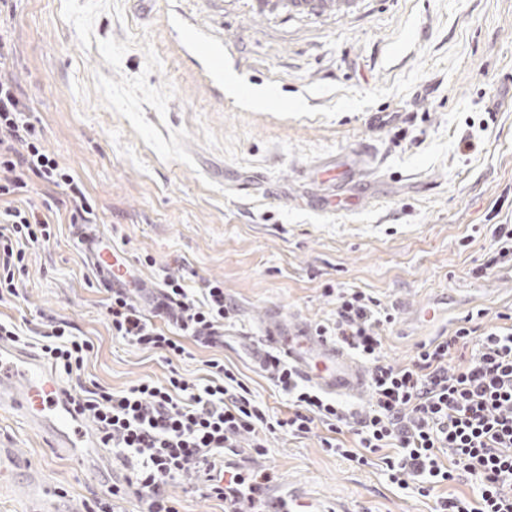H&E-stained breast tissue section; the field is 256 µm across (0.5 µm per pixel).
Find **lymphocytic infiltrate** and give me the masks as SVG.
<instances>
[{"label":"lymphocytic infiltrate","mask_w":512,"mask_h":512,"mask_svg":"<svg viewBox=\"0 0 512 512\" xmlns=\"http://www.w3.org/2000/svg\"><path fill=\"white\" fill-rule=\"evenodd\" d=\"M13 55L0 32V298L16 294L26 271L27 246L50 241L56 227L49 211L64 207L72 226L90 223L95 206L75 172L44 144L41 126L17 85L4 71ZM60 189L63 200L42 208L9 205L28 179ZM512 263V224L491 227V244L472 278ZM334 296L332 322L321 335L354 351L370 364V400L356 411L303 383L279 354L267 352L265 373L289 398L279 417L253 398L237 374L217 359L197 381L170 369L165 380H139L126 389L94 385L73 399L95 425L104 447L116 450L129 472L140 512H177L169 485L189 481L210 460L241 445L263 452L268 435L294 436L324 428L327 453L361 466L381 463L388 481L431 502V512H512V314L488 322L478 309L454 329L418 344L410 362L383 356L394 312L363 288L326 287ZM235 306L223 282L202 281L190 291L183 277L163 281L153 310L141 308L125 288H113L105 305L113 335L161 353L165 360L187 355L188 343L224 345V324ZM41 351L56 371L80 372L92 349L71 323L48 319ZM354 434L345 444V431ZM468 475L474 495L443 494L445 485Z\"/></svg>","instance_id":"f902f5d3"}]
</instances>
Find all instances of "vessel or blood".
Listing matches in <instances>:
<instances>
[{
  "instance_id": "1",
  "label": "vessel or blood",
  "mask_w": 512,
  "mask_h": 512,
  "mask_svg": "<svg viewBox=\"0 0 512 512\" xmlns=\"http://www.w3.org/2000/svg\"><path fill=\"white\" fill-rule=\"evenodd\" d=\"M97 270L113 287L135 288L139 282L125 252L104 234L93 231L82 240ZM448 312L447 299L433 300L416 311L418 321L433 324ZM276 349L301 378L325 393L359 396L367 387L369 369L336 342L320 335L302 319L282 322L278 310H269L254 344V358L264 363L267 349ZM0 409L20 416L61 455L84 462L86 451L101 445L93 424L74 406L71 391L40 356L0 342ZM29 512H64L58 490L31 475ZM271 512H327L315 497L297 490H268Z\"/></svg>"
}]
</instances>
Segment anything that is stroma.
Returning <instances> with one entry per match:
<instances>
[{
    "instance_id": "1",
    "label": "stroma",
    "mask_w": 512,
    "mask_h": 512,
    "mask_svg": "<svg viewBox=\"0 0 512 512\" xmlns=\"http://www.w3.org/2000/svg\"><path fill=\"white\" fill-rule=\"evenodd\" d=\"M0 24L8 74L46 147L80 176L97 229L135 260L141 282L218 280L237 308L223 350L194 346L166 363L112 334L107 293L61 225L28 247L23 286L0 300V319L33 337L53 316L90 339L69 388L122 390L173 367L199 379L217 357L283 416L286 396L246 344L270 308L318 324L334 316L326 285L367 289L396 311L384 355L397 365L437 333L410 322L411 306L436 294L474 287L452 322L512 312L501 270L469 274L491 225L512 223V0H350L319 14L279 0H18ZM228 76L242 94L225 93ZM465 139L478 150L461 151ZM330 161L352 168L356 207L335 203L336 186L316 177ZM266 446L273 482L328 507L429 512L380 467L325 453L316 435L278 433ZM0 448L28 458L76 512L126 484L112 453L78 465L8 411Z\"/></svg>"
}]
</instances>
